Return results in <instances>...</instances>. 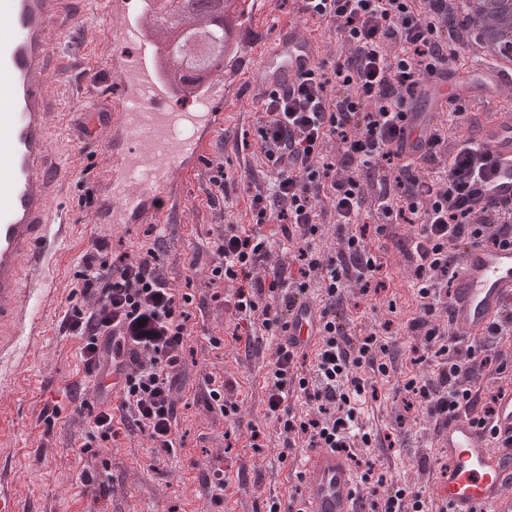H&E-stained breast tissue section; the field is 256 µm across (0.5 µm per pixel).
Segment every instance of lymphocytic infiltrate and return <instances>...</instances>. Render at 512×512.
<instances>
[{"label":"lymphocytic infiltrate","instance_id":"1","mask_svg":"<svg viewBox=\"0 0 512 512\" xmlns=\"http://www.w3.org/2000/svg\"><path fill=\"white\" fill-rule=\"evenodd\" d=\"M308 11L335 25L350 55L337 64L334 78L318 69L293 93L265 95L261 149L276 176L254 196L257 229L242 232L231 225L215 241L211 274L216 281L235 284L231 307L237 315L260 320L268 332L280 334L288 326L295 292L306 291L309 284L281 271L266 284L252 282L251 276L272 248L261 225L283 222L288 241L297 245L298 261L318 276L324 323L313 377L299 373L293 350L276 347L266 415L281 433L304 436L309 447L347 453L370 441L351 405L352 397L365 390L358 371L368 365L384 374L388 366L377 360L386 349L380 336L349 334L337 304L347 282L369 286L380 266L360 234L342 237L335 252L318 254V219L328 205L337 224L358 223L365 204L358 171L396 161L393 145L406 102L465 38L448 14V0H309ZM332 137L341 149L331 164L323 149ZM442 141V132L431 134L427 160L436 166L433 175L422 177L411 165H400L395 178L380 177L377 195L387 217L419 225L411 240L419 312L408 329L419 337L435 371L431 378L409 381L406 389L439 425L463 406L477 404L484 414L492 412L490 400L475 402L468 385L478 368L477 349H470L469 360L459 359L458 341L438 319L446 308L448 247L486 235L512 241L511 224L473 220L477 201L472 186L486 177L488 156L467 139L441 164L437 155ZM156 262L151 248L128 261L112 263L92 254L84 261L81 288L95 292L97 300L91 310L73 309L68 328L81 339V355L91 369L100 364L102 341L111 342L120 401L117 412L95 415L83 451H91L94 442L111 441L122 423L148 431L156 450L170 453L175 448L173 389L183 366L189 299L170 288ZM297 390L315 403L314 413L293 412L288 397ZM371 494L375 512H424L420 494L409 488L380 481Z\"/></svg>","mask_w":512,"mask_h":512}]
</instances>
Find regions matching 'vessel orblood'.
Listing matches in <instances>:
<instances>
[{
	"label": "vessel or blood",
	"mask_w": 512,
	"mask_h": 512,
	"mask_svg": "<svg viewBox=\"0 0 512 512\" xmlns=\"http://www.w3.org/2000/svg\"><path fill=\"white\" fill-rule=\"evenodd\" d=\"M98 18L82 31L81 16ZM145 17L133 0H0V363L15 362L21 336L37 337L24 297L47 283L53 252L70 231L68 212L54 209L66 172L52 149L53 111L88 99L97 81L111 105L84 112L83 136L106 134L104 163L91 187L101 224H168L186 207L183 190L224 129L230 82L244 75L262 92L292 91L320 62L321 40L295 21L258 47L250 65L225 56L193 108H174L153 51L144 49ZM107 60L103 73L69 79L86 65L89 40ZM479 109L475 140L494 163L474 190L499 223L512 222V75L451 64L426 78L405 107L403 161L422 162L432 131L446 128L448 151L461 140L449 127L453 105ZM448 333L478 341L506 323L512 335V244L487 237L454 246ZM322 304L297 294L284 334L301 351L317 349ZM494 413L461 410L439 427L433 444L442 464L432 497L442 512H500L512 490V384L493 387ZM300 495L289 512H361L365 489L349 459L309 449L300 466Z\"/></svg>",
	"instance_id": "obj_1"
}]
</instances>
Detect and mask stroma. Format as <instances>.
<instances>
[{"instance_id": "stroma-1", "label": "stroma", "mask_w": 512, "mask_h": 512, "mask_svg": "<svg viewBox=\"0 0 512 512\" xmlns=\"http://www.w3.org/2000/svg\"><path fill=\"white\" fill-rule=\"evenodd\" d=\"M236 94V110L226 117L209 157L185 187L188 207L174 223H95L92 174L75 169L61 204L76 221L53 262V295L48 300L37 293L26 298L40 334L33 342L19 339L22 361L13 371L11 387L0 393V467L15 477L19 512H263L266 501L297 493L296 464L306 444L285 448L283 435L265 415L276 339L260 322L239 319L227 308L225 299L235 287L213 283L210 274L215 241L227 225H254L255 188L268 185L274 176L257 133L263 97L244 80ZM219 170L224 193L213 200L207 191ZM361 220L370 227L366 243L380 257L382 269L371 291L349 283L343 307L350 333L378 334L397 370L387 376L369 369L360 373L367 385L356 405L359 421L364 429H375L378 438L358 450L356 459L361 469L424 494L437 471L432 448L436 425L403 389L408 380L433 373L430 364L418 362L419 341L407 329L418 313L411 287L414 261L406 249L415 227L400 222L389 236L375 234L381 219L371 205ZM96 245L115 260L154 248L158 270L170 287L192 297L185 372L173 391L176 452L160 463L154 460L148 433L136 427L121 429L114 440L91 452L81 449L92 414L104 405L91 399L94 375L81 359L79 338L65 333L64 317L71 306L88 308L95 302L94 296H76L72 290L84 255ZM212 336L223 339L222 349L210 347ZM211 376L232 382L237 416L227 418L210 409ZM52 407L59 413L49 424L45 411ZM217 471L224 477L220 491L214 487ZM88 474L95 477L89 484L84 481Z\"/></svg>"}]
</instances>
